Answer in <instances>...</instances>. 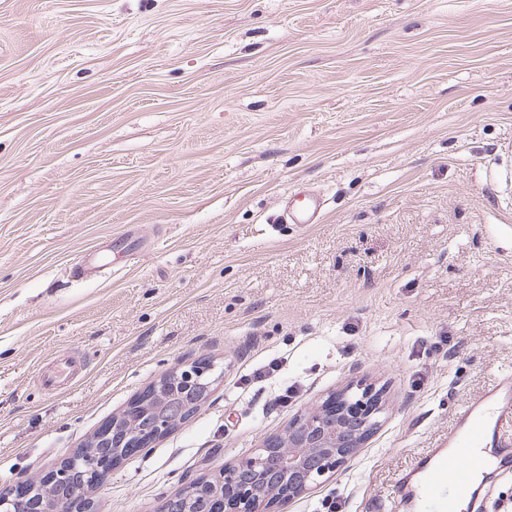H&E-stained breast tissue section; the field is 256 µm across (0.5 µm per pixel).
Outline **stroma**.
Instances as JSON below:
<instances>
[{
	"mask_svg": "<svg viewBox=\"0 0 512 512\" xmlns=\"http://www.w3.org/2000/svg\"><path fill=\"white\" fill-rule=\"evenodd\" d=\"M299 189L319 217L281 223ZM199 355L210 400L96 512H160L357 381L376 430L285 512H398L512 369V0H0V489Z\"/></svg>",
	"mask_w": 512,
	"mask_h": 512,
	"instance_id": "obj_1",
	"label": "stroma"
}]
</instances>
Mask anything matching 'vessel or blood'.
<instances>
[{
	"instance_id": "obj_1",
	"label": "vessel or blood",
	"mask_w": 512,
	"mask_h": 512,
	"mask_svg": "<svg viewBox=\"0 0 512 512\" xmlns=\"http://www.w3.org/2000/svg\"><path fill=\"white\" fill-rule=\"evenodd\" d=\"M320 199L295 196L285 217L289 224L314 223ZM512 371L456 415V425L439 445L418 456L396 485L404 512H454L452 493L479 496L485 485L512 472Z\"/></svg>"
}]
</instances>
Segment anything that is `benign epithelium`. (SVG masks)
Instances as JSON below:
<instances>
[{"instance_id": "7a95c632", "label": "benign epithelium", "mask_w": 512, "mask_h": 512, "mask_svg": "<svg viewBox=\"0 0 512 512\" xmlns=\"http://www.w3.org/2000/svg\"><path fill=\"white\" fill-rule=\"evenodd\" d=\"M213 362L185 360L148 385L59 466L22 473L0 491V512H93L88 490L104 484L130 454L153 447L211 397ZM381 393L350 385L294 417L281 435L224 466L216 481L187 479L201 512H284L293 499L324 483L352 459L378 425ZM162 512H187L182 493L164 498Z\"/></svg>"}]
</instances>
